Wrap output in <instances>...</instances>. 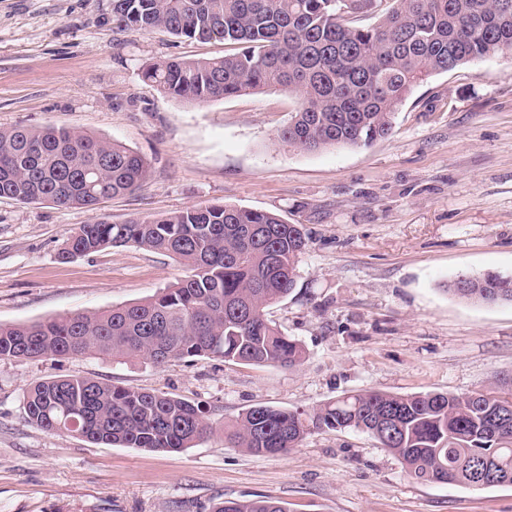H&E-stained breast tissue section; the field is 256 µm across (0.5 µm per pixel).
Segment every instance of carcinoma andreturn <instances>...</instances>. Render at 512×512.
<instances>
[{
	"mask_svg": "<svg viewBox=\"0 0 512 512\" xmlns=\"http://www.w3.org/2000/svg\"><path fill=\"white\" fill-rule=\"evenodd\" d=\"M117 29L163 28L177 37L224 40L237 52L167 59L142 78L172 98L207 102L271 90L297 97L281 133L307 152L367 147L389 134L413 89L476 58L512 55V0H111ZM371 17L372 24L363 20ZM147 160L120 142L46 126L0 129V198L96 209L131 193ZM167 251L191 275L138 303L0 324V359L102 355L158 365L210 357L293 366L304 347L268 320L266 308L296 286L303 228L273 212L195 205L123 224L81 225L63 260L123 246ZM448 291L474 303H512V276L461 274ZM512 395V376L468 397L448 392L346 394L310 411L255 405L229 428L232 447L286 455L312 430L371 434L413 478L469 488L512 485V411L487 400ZM29 422L107 446L180 452L213 430L198 405L163 392L88 377L35 381L24 394ZM212 512H289L272 499L225 500Z\"/></svg>",
	"mask_w": 512,
	"mask_h": 512,
	"instance_id": "1",
	"label": "carcinoma"
}]
</instances>
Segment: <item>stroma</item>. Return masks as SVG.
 <instances>
[{"label":"stroma","instance_id":"stroma-1","mask_svg":"<svg viewBox=\"0 0 512 512\" xmlns=\"http://www.w3.org/2000/svg\"><path fill=\"white\" fill-rule=\"evenodd\" d=\"M231 47L119 30L109 0H0V128L67 127L119 141L149 176L95 212L0 198V324L151 298L188 269L127 246L62 260L100 217L120 224L220 202L301 225L291 295L268 318L306 351L295 367L196 358L0 360V512H209L266 497L290 512H512V486L464 489L408 476L365 432L311 431L282 456L230 447L223 425L263 404L309 410L346 392L492 389L512 373V304L448 293L461 274L512 275V55L417 86L367 148L304 152L280 138L283 91L198 103L142 69ZM83 376L201 405L213 431L180 452L109 447L27 421L32 382Z\"/></svg>","mask_w":512,"mask_h":512}]
</instances>
